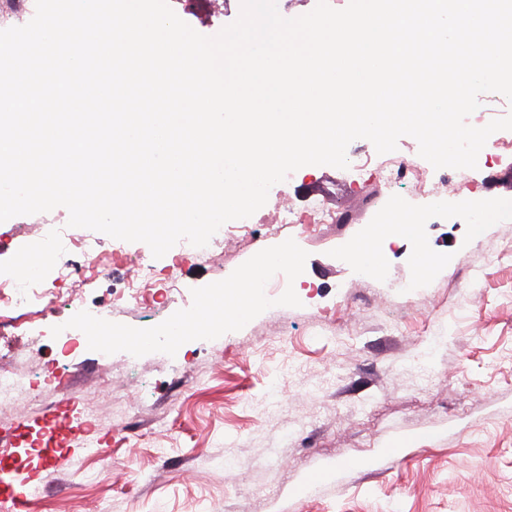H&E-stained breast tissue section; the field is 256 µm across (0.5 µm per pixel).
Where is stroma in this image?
Segmentation results:
<instances>
[{"instance_id": "35a3bbf8", "label": "stroma", "mask_w": 512, "mask_h": 512, "mask_svg": "<svg viewBox=\"0 0 512 512\" xmlns=\"http://www.w3.org/2000/svg\"><path fill=\"white\" fill-rule=\"evenodd\" d=\"M349 162L376 169L406 158L419 183L352 182L346 170L309 165L272 186L248 228L225 223L205 257L154 258L148 245L68 228L57 207L0 222V274L16 277L35 242L72 231V265L109 256L81 277L40 258L61 296L42 319H21L0 340V367L54 364L56 320L78 312L136 328L192 304L191 290L227 278L264 248L284 242L285 208L334 211L337 223L297 237L308 258L294 282L300 306H274L241 330L183 344L175 355L113 354L80 347L65 387L45 380L34 395L0 406V450L37 481L43 512H512V218L473 236L460 194L486 203L512 193V151L478 157L473 169L434 168L417 141L401 137L380 154L352 141ZM400 198L421 219L420 238L388 239L381 275L342 260L387 202ZM435 264L416 277V254ZM151 270L156 302L119 307L140 271ZM433 377L421 379L420 359ZM92 417L95 453L42 469L41 449L66 434L37 420ZM323 477L320 488L308 474Z\"/></svg>"}]
</instances>
